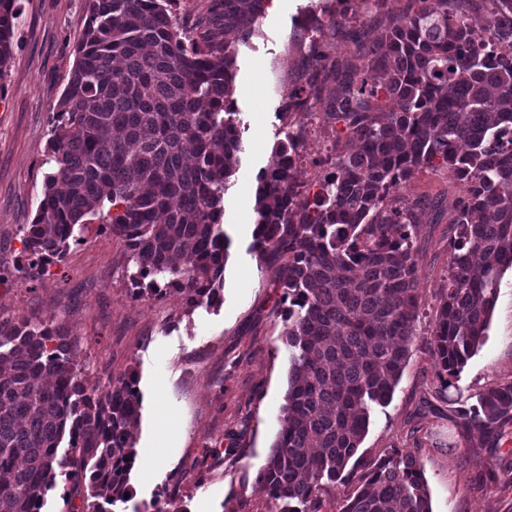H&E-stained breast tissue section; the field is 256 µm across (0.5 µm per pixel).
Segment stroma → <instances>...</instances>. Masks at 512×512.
Here are the masks:
<instances>
[{"label": "stroma", "instance_id": "stroma-1", "mask_svg": "<svg viewBox=\"0 0 512 512\" xmlns=\"http://www.w3.org/2000/svg\"><path fill=\"white\" fill-rule=\"evenodd\" d=\"M18 4L13 54L0 78V267L6 269L21 254V227L32 223L41 198L52 117L87 23L85 0ZM335 5L277 0L256 20L252 35L236 44L233 99L246 126V152L224 199L232 245L219 306L194 309L173 291L133 298L125 246L96 223L39 281L17 277L0 284V319L51 317L68 328L86 386L103 389L135 374L141 396L135 447L150 453L151 463L133 468L132 496L116 512H143L164 495L177 512L271 510L257 471L280 429L288 361L281 291L249 250L258 175L280 139L284 94L311 79L309 42L317 41L341 67H357L391 20L417 8L415 0H377L369 12L349 19L347 28L362 32L357 43L328 20L315 34L303 29L308 12ZM335 92V83H325L302 121L299 166L306 192L334 169L337 126L326 110ZM464 192L447 171L428 168L415 170L396 192L411 202L440 201L441 208L418 213V338L392 401L372 412L360 451L369 459L392 448L415 452L432 512H512V470L478 487L468 450L478 438L459 442L447 402L434 393L436 365L427 339L448 276L451 205ZM510 379L511 271L501 279L487 339L456 386L469 396Z\"/></svg>", "mask_w": 512, "mask_h": 512}]
</instances>
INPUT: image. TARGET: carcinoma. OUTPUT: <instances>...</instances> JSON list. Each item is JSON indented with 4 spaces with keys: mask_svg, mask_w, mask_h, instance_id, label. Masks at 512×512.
<instances>
[{
    "mask_svg": "<svg viewBox=\"0 0 512 512\" xmlns=\"http://www.w3.org/2000/svg\"><path fill=\"white\" fill-rule=\"evenodd\" d=\"M178 0H86L88 22L62 92L42 199L21 227L16 273L34 282L66 256L90 221L126 247L132 296L180 293L197 308L222 302L232 241L224 195L245 152L232 100L235 42L266 0H212L224 21L194 39ZM389 23L362 68L340 71L312 39L316 75L336 94L342 124L336 171L300 191L289 122L258 177L250 251L282 290L288 378L282 427L258 481L272 512H320L323 491L356 483L340 512H432L417 455L358 453L371 413L391 402L417 338L420 296L413 214L390 197L418 168H444L466 186L453 204L448 278L428 342L435 393L452 422L483 441L478 485L511 464L499 441L512 428V380L474 401L449 390L484 343L500 280L512 270V0H427ZM18 0H0V77L12 55ZM318 86L288 89L285 117L311 115ZM54 319L0 320V512H42L63 478L81 512L126 502L140 419L134 376L88 389ZM67 449L59 451L63 441Z\"/></svg>",
    "mask_w": 512,
    "mask_h": 512,
    "instance_id": "cac0c4a2",
    "label": "carcinoma"
}]
</instances>
